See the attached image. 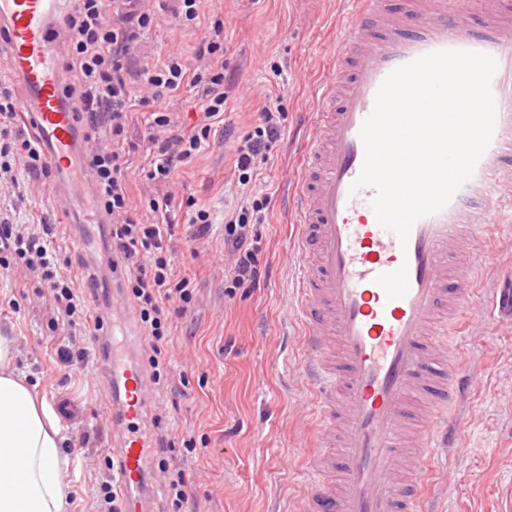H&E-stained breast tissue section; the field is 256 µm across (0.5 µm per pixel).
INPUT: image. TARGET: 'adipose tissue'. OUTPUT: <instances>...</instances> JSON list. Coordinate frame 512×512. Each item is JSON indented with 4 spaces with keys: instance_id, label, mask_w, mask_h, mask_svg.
Returning a JSON list of instances; mask_svg holds the SVG:
<instances>
[{
    "instance_id": "obj_1",
    "label": "adipose tissue",
    "mask_w": 512,
    "mask_h": 512,
    "mask_svg": "<svg viewBox=\"0 0 512 512\" xmlns=\"http://www.w3.org/2000/svg\"><path fill=\"white\" fill-rule=\"evenodd\" d=\"M0 335V512H68L65 438L54 409L34 396Z\"/></svg>"
}]
</instances>
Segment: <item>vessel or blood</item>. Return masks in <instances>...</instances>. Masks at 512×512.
<instances>
[{"label":"vessel or blood","mask_w":512,"mask_h":512,"mask_svg":"<svg viewBox=\"0 0 512 512\" xmlns=\"http://www.w3.org/2000/svg\"><path fill=\"white\" fill-rule=\"evenodd\" d=\"M330 61L319 81L317 109L306 134L299 177L288 193L298 258L294 311L302 327L304 385L313 413L341 437L338 470L313 467L296 512H427L431 460L448 447L453 412L472 376L458 360L470 318V282L456 263L459 249L482 244L476 264L491 265L488 243L512 216V0L478 31L465 22L484 0H352ZM62 0H0L7 42L0 62L22 84L23 106L56 169L59 193L86 220L77 233L88 258L105 251L108 219L94 208L85 140L62 95L59 36ZM442 50L491 55L497 122L473 176L438 213L413 225L407 242L381 226L375 191L354 188L365 156L360 129L377 91L396 68ZM94 301H120L110 273ZM132 324L105 322L90 336L101 359L102 388L121 424L116 481L124 512H156L159 491L150 477L145 434L150 379L122 358L116 337L132 339Z\"/></svg>","instance_id":"obj_1"}]
</instances>
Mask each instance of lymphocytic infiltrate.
<instances>
[{
  "instance_id": "f902f5d3",
  "label": "lymphocytic infiltrate",
  "mask_w": 512,
  "mask_h": 512,
  "mask_svg": "<svg viewBox=\"0 0 512 512\" xmlns=\"http://www.w3.org/2000/svg\"><path fill=\"white\" fill-rule=\"evenodd\" d=\"M156 16L142 0H77L61 16L66 32L61 58L66 81L62 94L76 113L79 123L106 127L112 140L108 147H89V172L98 203L112 218V255L121 260V285L132 301L145 330L147 362L153 382L167 378L174 321L183 317L193 301L191 282L174 274L171 260L173 227L148 224L131 211L125 157L136 149L129 135L134 106L151 110L146 141L155 160L148 180L170 183L179 165L188 163L207 141L213 121L221 120L227 94L224 90V23L207 27L195 49L194 59L178 52L168 54L162 65L143 66L131 71L129 61L141 31L154 25ZM202 86V121L194 132L183 133L169 112L159 103L183 83ZM18 101L8 83L0 82V177L8 181L17 203H24L26 190L16 167L51 180L49 164L37 136L17 131ZM280 138L271 110H264L263 122L249 133L237 149L236 169L240 184L253 177V158L260 150H271ZM263 216L241 211L228 216L224 224V248L235 257L224 274L230 287H258L262 272L256 258L259 244L257 226ZM54 229L43 224L32 230L13 220L12 212L0 214V268L23 264L36 274L57 303L58 315L51 318V330L60 324L87 327L91 318L85 300L76 290V276L70 275L71 259L60 258L50 245ZM194 451L193 439L161 435L157 440L155 464L168 492L172 512H182L188 501L189 479L177 461L178 450Z\"/></svg>"
}]
</instances>
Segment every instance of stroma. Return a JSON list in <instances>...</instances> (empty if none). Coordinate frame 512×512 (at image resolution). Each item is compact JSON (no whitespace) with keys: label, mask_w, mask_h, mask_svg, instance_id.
Masks as SVG:
<instances>
[{"label":"stroma","mask_w":512,"mask_h":512,"mask_svg":"<svg viewBox=\"0 0 512 512\" xmlns=\"http://www.w3.org/2000/svg\"><path fill=\"white\" fill-rule=\"evenodd\" d=\"M156 22L138 42V63L158 64L173 51L193 56L206 26L224 21V72L230 81L223 122L214 124L200 153L173 177L177 199L194 198L212 216L209 234L195 238L185 210L169 217L175 272L189 278L194 297L173 328L167 387L154 390L152 407L178 404L163 424L169 436L193 437L181 452L190 477L188 512H288L303 493L313 460L328 440L312 415L296 351L293 311L296 256L284 191L296 178L297 143L291 132L311 117L314 87L329 74V60L352 9L349 0H205L200 21L182 26L171 0H150ZM278 112L281 137L254 159L256 178L243 185L234 170L236 144L260 122L264 108ZM146 145L127 157L132 210L162 222L147 202L159 189L145 177ZM28 201L17 220L47 216L54 247L72 261L81 254L74 218L54 187L27 178ZM264 206L257 254L268 276L259 287L226 294L224 214ZM480 288L512 286V237L501 236L493 265L472 272ZM53 300L19 266L0 269V334L13 337L18 365L52 405L69 400L62 420L64 451L72 464L70 512H107L99 485L112 472V419L103 405L98 354L83 329L48 321ZM463 361L473 388L455 410L464 428L460 448L432 463L428 494L437 512H512V320L479 319L465 329ZM75 336L84 362H59L63 337Z\"/></svg>","instance_id":"1"}]
</instances>
